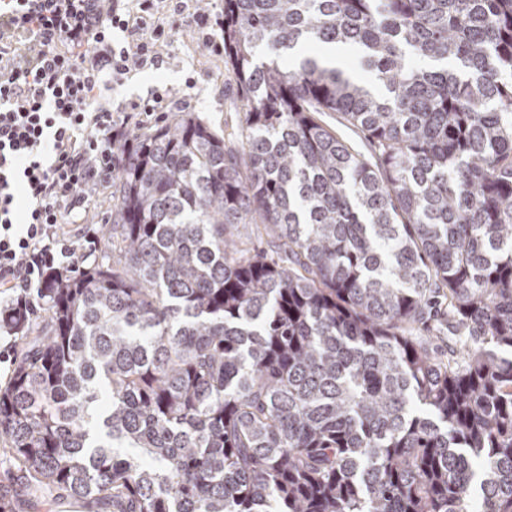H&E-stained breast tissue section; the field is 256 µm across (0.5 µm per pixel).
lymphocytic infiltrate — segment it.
Segmentation results:
<instances>
[{"mask_svg": "<svg viewBox=\"0 0 512 512\" xmlns=\"http://www.w3.org/2000/svg\"><path fill=\"white\" fill-rule=\"evenodd\" d=\"M156 0H0V288L22 305L52 273L78 268L70 220L112 176L122 127L98 109L101 73L119 83L157 59L167 28H206L210 14L176 5L151 27ZM152 28L153 40L137 33ZM126 36L115 45V33Z\"/></svg>", "mask_w": 512, "mask_h": 512, "instance_id": "f902f5d3", "label": "lymphocytic infiltrate"}]
</instances>
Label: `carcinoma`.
<instances>
[{
	"instance_id": "cac0c4a2",
	"label": "carcinoma",
	"mask_w": 512,
	"mask_h": 512,
	"mask_svg": "<svg viewBox=\"0 0 512 512\" xmlns=\"http://www.w3.org/2000/svg\"><path fill=\"white\" fill-rule=\"evenodd\" d=\"M224 66L232 132L113 143L99 256L0 308V512H512V0H224ZM309 51L315 55L325 58L330 54H336L339 59V64L352 73L353 75L361 78L364 82L371 84V74L361 65L360 56L357 52L347 49H337L331 46L314 45L308 47ZM43 499L37 500L36 498H31V500L23 502L19 508L18 512H89L91 509L90 506L83 503H78L70 500L58 501L56 504H53L52 508H48V506L44 505L45 502H42Z\"/></svg>"
}]
</instances>
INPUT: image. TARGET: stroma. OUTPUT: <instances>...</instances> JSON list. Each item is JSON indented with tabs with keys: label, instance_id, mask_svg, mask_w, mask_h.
Wrapping results in <instances>:
<instances>
[{
	"label": "stroma",
	"instance_id": "obj_1",
	"mask_svg": "<svg viewBox=\"0 0 512 512\" xmlns=\"http://www.w3.org/2000/svg\"><path fill=\"white\" fill-rule=\"evenodd\" d=\"M223 41L222 28L212 26L200 31L181 27L159 43L156 65L131 73L105 92L101 103L111 110L114 119L123 122L124 136L160 123L165 109L150 113L142 108L143 101L157 92L163 93L168 102L181 103L214 130L224 131L226 125L234 123L238 102L224 56L216 50Z\"/></svg>",
	"mask_w": 512,
	"mask_h": 512
}]
</instances>
